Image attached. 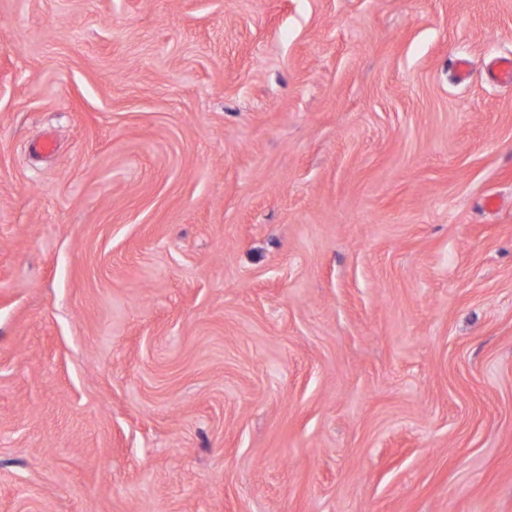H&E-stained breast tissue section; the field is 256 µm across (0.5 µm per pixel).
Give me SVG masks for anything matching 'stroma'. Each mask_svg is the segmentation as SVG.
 <instances>
[{
    "mask_svg": "<svg viewBox=\"0 0 512 512\" xmlns=\"http://www.w3.org/2000/svg\"><path fill=\"white\" fill-rule=\"evenodd\" d=\"M509 54L512 0H0V512H512Z\"/></svg>",
    "mask_w": 512,
    "mask_h": 512,
    "instance_id": "stroma-1",
    "label": "stroma"
}]
</instances>
